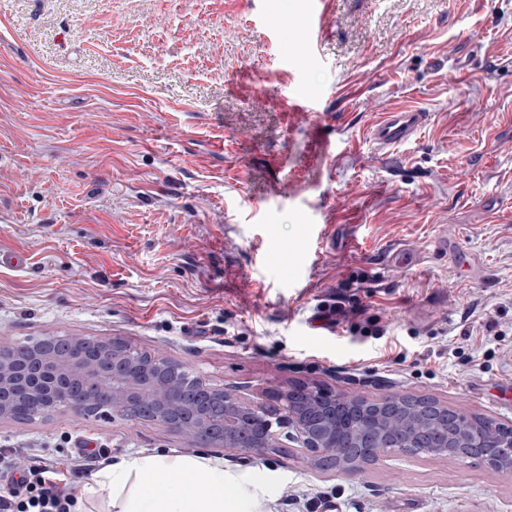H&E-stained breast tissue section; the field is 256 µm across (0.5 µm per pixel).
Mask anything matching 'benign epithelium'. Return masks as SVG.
Returning <instances> with one entry per match:
<instances>
[{
	"label": "benign epithelium",
	"mask_w": 512,
	"mask_h": 512,
	"mask_svg": "<svg viewBox=\"0 0 512 512\" xmlns=\"http://www.w3.org/2000/svg\"><path fill=\"white\" fill-rule=\"evenodd\" d=\"M52 336L29 339L31 353L13 355L15 344L0 340V419H11L18 407L31 404L35 418L67 411L85 420L107 418L137 422L133 409L151 411L155 422L198 439L206 428L213 446H260L251 439L249 424L255 414H268V404H253L237 393L217 387L198 376H185L172 368L174 360L161 357L143 366L137 349L121 339L103 343L94 355L64 356L49 347ZM82 380L89 387L75 390ZM335 402H303L283 407L276 416L285 438L294 441L312 464L320 456L339 458L340 473H354L363 466L400 451L407 453L423 440L434 448H461L454 459L487 458L484 438L448 429V405L435 401L406 414L390 405L403 396L355 397L334 395Z\"/></svg>",
	"instance_id": "benign-epithelium-1"
}]
</instances>
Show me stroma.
<instances>
[{"label":"stroma","instance_id":"1","mask_svg":"<svg viewBox=\"0 0 512 512\" xmlns=\"http://www.w3.org/2000/svg\"><path fill=\"white\" fill-rule=\"evenodd\" d=\"M404 107L426 124L377 152ZM0 252L26 259L0 267V338L120 337L256 402L304 380L512 424V0H0ZM339 291L383 335L320 326ZM65 435L223 458L263 512H512V472L444 456L348 475L286 440L0 420L17 471L67 467ZM427 113L419 109H400L382 113L370 131V139L379 150L389 153L410 140L427 121Z\"/></svg>","mask_w":512,"mask_h":512}]
</instances>
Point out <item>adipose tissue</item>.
Segmentation results:
<instances>
[{
  "instance_id": "obj_1",
  "label": "adipose tissue",
  "mask_w": 512,
  "mask_h": 512,
  "mask_svg": "<svg viewBox=\"0 0 512 512\" xmlns=\"http://www.w3.org/2000/svg\"><path fill=\"white\" fill-rule=\"evenodd\" d=\"M247 485L243 477H228L218 457L149 453L102 464L87 494L107 491L119 512H247Z\"/></svg>"
}]
</instances>
